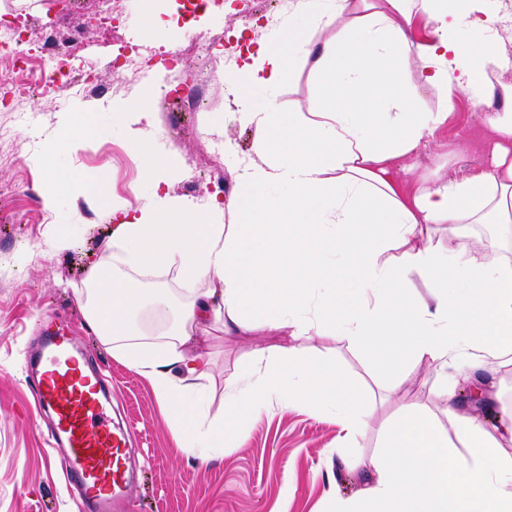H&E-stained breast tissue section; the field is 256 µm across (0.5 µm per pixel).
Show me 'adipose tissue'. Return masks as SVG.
<instances>
[{
    "instance_id": "1",
    "label": "adipose tissue",
    "mask_w": 512,
    "mask_h": 512,
    "mask_svg": "<svg viewBox=\"0 0 512 512\" xmlns=\"http://www.w3.org/2000/svg\"><path fill=\"white\" fill-rule=\"evenodd\" d=\"M292 13L234 62L238 121L256 155L224 146L235 185L224 201H172L164 188L173 155L152 149V85L139 102L113 105L132 150L145 157L147 202L130 208L104 182L93 203L114 226L100 261L75 291L88 323L125 364L147 379L187 455L208 462L238 447L271 403H307L333 415L346 439L366 425L335 365L307 358L295 338L332 333L378 367L436 365L435 391L454 400L458 376L512 355V257L474 263L463 237L478 224L512 225V83L490 73L512 67L470 37L503 22L487 0H291ZM435 37L409 38L414 16ZM315 81L305 112L249 102L274 90L296 64ZM500 92L487 115L490 163L466 176L412 183L405 159L447 121L454 93L478 100ZM461 238L448 250L435 225ZM418 276L422 289L412 288ZM172 276L183 298L145 282ZM164 340H137L140 307ZM220 327L225 335L277 332L292 342L256 351L264 367L227 381L223 404L202 401L203 364L186 348ZM447 424L410 406L370 462L366 487L337 497L334 512H512V426L490 430L474 406L449 408Z\"/></svg>"
}]
</instances>
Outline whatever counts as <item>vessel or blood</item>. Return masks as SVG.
<instances>
[{
    "label": "vessel or blood",
    "mask_w": 512,
    "mask_h": 512,
    "mask_svg": "<svg viewBox=\"0 0 512 512\" xmlns=\"http://www.w3.org/2000/svg\"><path fill=\"white\" fill-rule=\"evenodd\" d=\"M33 398L50 422V445L67 480L81 491L80 512H118L128 491L127 438L108 417L97 369L68 337H43L31 355Z\"/></svg>",
    "instance_id": "vessel-or-blood-1"
}]
</instances>
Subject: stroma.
<instances>
[{
	"mask_svg": "<svg viewBox=\"0 0 512 512\" xmlns=\"http://www.w3.org/2000/svg\"><path fill=\"white\" fill-rule=\"evenodd\" d=\"M148 8L168 24L162 39L138 32ZM104 9L112 11L113 22L98 31L87 29L88 18ZM288 14L285 0H227L193 16L178 11L175 0H0V26L21 21L23 49L35 48L42 29L55 26L62 49L98 65L97 92L82 96L73 79L55 90L39 89L46 77L40 60L23 72L0 64V84L17 86L18 106L28 116L17 124L0 108V124L13 129L11 138L0 142V152L18 157L0 166V512H78V491L48 459L47 422L29 390L25 350L49 328L69 332L99 366L111 390L112 422L131 437L133 479L123 512H329L335 496L364 488L368 464L404 407L420 405L443 415L446 405L433 392L434 368L377 373L347 339L313 333L300 337L299 345L309 357L335 364L367 409L368 425L356 446L343 447L344 432L335 417L309 405L274 403L252 421L232 453L205 464L190 461L149 382L93 332L85 300L72 290L98 260L111 228L88 196V179L108 183L134 206L151 193L143 180L144 160L129 149L127 130L110 108L113 85L124 84L126 57L139 54L155 71L157 143L179 158L169 194L206 200L213 195L212 176L224 168L225 140L251 156L253 134L234 121L237 105L204 58L191 57L171 68L169 54L199 36L218 33L220 58L236 56L248 41L260 38L256 22ZM186 85L188 97L175 99L174 90ZM453 100L447 122L410 159V180L439 167L466 175L488 164L484 119L492 110L490 101L459 93ZM66 121L92 122L95 134L78 150L60 147L55 137ZM52 192L57 202L45 206ZM58 232L71 238V248L46 250V240ZM283 341L265 331L202 336L190 353L209 363L200 384L205 399L221 404L225 379L257 367L254 349ZM478 375L487 382L490 411L482 422L491 429L512 418V365L485 368Z\"/></svg>",
	"mask_w": 512,
	"mask_h": 512,
	"instance_id": "obj_1",
	"label": "stroma"
}]
</instances>
